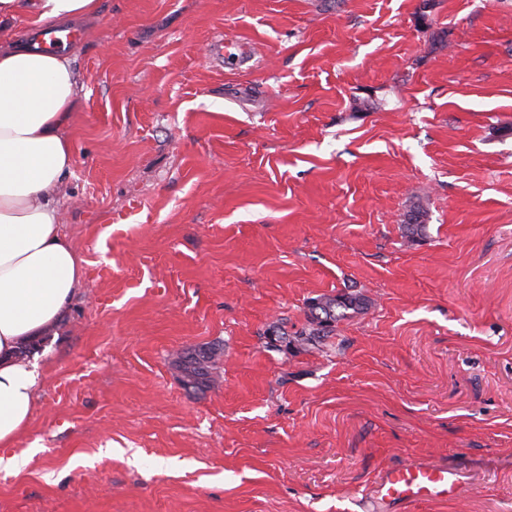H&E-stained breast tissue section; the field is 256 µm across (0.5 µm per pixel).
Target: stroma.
<instances>
[{"label": "stroma", "mask_w": 512, "mask_h": 512, "mask_svg": "<svg viewBox=\"0 0 512 512\" xmlns=\"http://www.w3.org/2000/svg\"><path fill=\"white\" fill-rule=\"evenodd\" d=\"M80 28L86 277L0 512H392L372 483L410 460L463 487L414 512H512V0H99ZM341 290L371 304L321 348L265 347ZM216 356L215 347H201L182 356L177 364L182 385L189 389L204 386L211 378Z\"/></svg>", "instance_id": "1"}]
</instances>
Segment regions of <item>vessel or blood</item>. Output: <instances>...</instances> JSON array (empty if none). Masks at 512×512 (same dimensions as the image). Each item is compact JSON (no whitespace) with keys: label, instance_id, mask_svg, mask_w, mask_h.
Masks as SVG:
<instances>
[{"label":"vessel or blood","instance_id":"obj_1","mask_svg":"<svg viewBox=\"0 0 512 512\" xmlns=\"http://www.w3.org/2000/svg\"><path fill=\"white\" fill-rule=\"evenodd\" d=\"M373 493L376 498L410 512L411 507L421 503L457 499L462 486L457 473L446 465L408 463L381 471Z\"/></svg>","mask_w":512,"mask_h":512}]
</instances>
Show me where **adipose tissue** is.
<instances>
[{
    "label": "adipose tissue",
    "mask_w": 512,
    "mask_h": 512,
    "mask_svg": "<svg viewBox=\"0 0 512 512\" xmlns=\"http://www.w3.org/2000/svg\"><path fill=\"white\" fill-rule=\"evenodd\" d=\"M51 27L93 15L98 0H31ZM17 0H0V446L33 415L41 370L23 349L56 331L84 281L58 219L56 191L75 164L67 130L79 81L67 55L12 47Z\"/></svg>",
    "instance_id": "obj_1"
}]
</instances>
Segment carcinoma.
I'll return each instance as SVG.
<instances>
[{
  "mask_svg": "<svg viewBox=\"0 0 512 512\" xmlns=\"http://www.w3.org/2000/svg\"><path fill=\"white\" fill-rule=\"evenodd\" d=\"M369 304V299L361 293L340 291L334 295H320L307 301L306 324L293 334H288L285 326L279 325L264 336L265 347L281 350L290 347L293 341L309 343L316 339L331 338L336 335L340 321L359 314ZM217 349L201 347L186 353L178 361L180 381L189 389H198L210 380L215 367Z\"/></svg>",
  "mask_w": 512,
  "mask_h": 512,
  "instance_id": "1",
  "label": "carcinoma"
}]
</instances>
